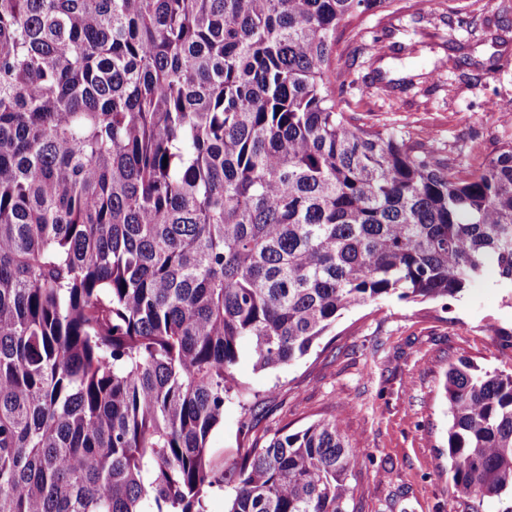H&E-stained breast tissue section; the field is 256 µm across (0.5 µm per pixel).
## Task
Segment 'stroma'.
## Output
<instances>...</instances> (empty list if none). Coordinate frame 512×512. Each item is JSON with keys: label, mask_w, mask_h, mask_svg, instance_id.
Returning a JSON list of instances; mask_svg holds the SVG:
<instances>
[{"label": "stroma", "mask_w": 512, "mask_h": 512, "mask_svg": "<svg viewBox=\"0 0 512 512\" xmlns=\"http://www.w3.org/2000/svg\"><path fill=\"white\" fill-rule=\"evenodd\" d=\"M334 68L351 81L339 111L432 138L451 161L479 165L512 142V0H428L348 25ZM512 295L494 267L449 302L387 297L346 311L303 357L259 371L242 356L235 373L257 401L254 435L337 420L365 463L349 512H470L448 475L449 364L467 358L512 372ZM243 411L226 404L210 438L216 473L243 455Z\"/></svg>", "instance_id": "stroma-1"}]
</instances>
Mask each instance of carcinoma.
Wrapping results in <instances>:
<instances>
[{
  "label": "carcinoma",
  "mask_w": 512,
  "mask_h": 512,
  "mask_svg": "<svg viewBox=\"0 0 512 512\" xmlns=\"http://www.w3.org/2000/svg\"><path fill=\"white\" fill-rule=\"evenodd\" d=\"M396 0H0V512H205L225 404L343 311L512 288V143L477 168L340 112L336 30ZM449 474L512 492V372L448 367ZM335 420L227 512H348Z\"/></svg>",
  "instance_id": "1"
}]
</instances>
